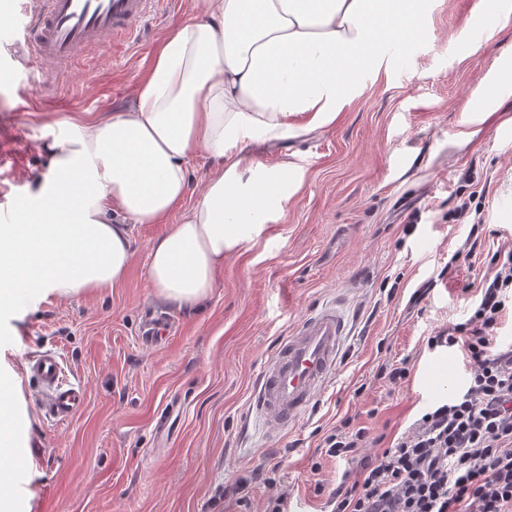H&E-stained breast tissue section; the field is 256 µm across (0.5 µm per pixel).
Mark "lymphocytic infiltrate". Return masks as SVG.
<instances>
[{"label":"lymphocytic infiltrate","instance_id":"lymphocytic-infiltrate-1","mask_svg":"<svg viewBox=\"0 0 512 512\" xmlns=\"http://www.w3.org/2000/svg\"><path fill=\"white\" fill-rule=\"evenodd\" d=\"M489 268L472 316L425 341L462 354L461 387L386 447L348 416L324 437L322 454L348 465L330 512H512V345L495 337L512 305V250Z\"/></svg>","mask_w":512,"mask_h":512}]
</instances>
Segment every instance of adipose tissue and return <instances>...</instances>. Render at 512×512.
Returning a JSON list of instances; mask_svg holds the SVG:
<instances>
[{"label": "adipose tissue", "mask_w": 512, "mask_h": 512, "mask_svg": "<svg viewBox=\"0 0 512 512\" xmlns=\"http://www.w3.org/2000/svg\"><path fill=\"white\" fill-rule=\"evenodd\" d=\"M427 0H192L156 51L130 107L73 123L44 146L48 177L0 224V310L22 295L69 298L122 284L132 227L163 224L149 279L164 303L208 299L227 254L286 199L282 168L247 164L239 145L332 123L418 34ZM304 124H295L298 116ZM217 163L197 201L189 160ZM0 512H16L13 474L32 469L14 425L0 427Z\"/></svg>", "instance_id": "obj_1"}]
</instances>
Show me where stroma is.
Instances as JSON below:
<instances>
[{"label": "stroma", "instance_id": "35a3bbf8", "mask_svg": "<svg viewBox=\"0 0 512 512\" xmlns=\"http://www.w3.org/2000/svg\"><path fill=\"white\" fill-rule=\"evenodd\" d=\"M190 11L191 0H171L138 41L106 40L58 78L29 64L22 34L0 25V60L14 69L0 83V204L25 199L45 173L41 144L127 104L164 34ZM463 31L482 42L478 53L459 44ZM507 69L512 24L491 36L473 26L468 0H432L423 39L334 122L245 148L248 160L290 166L301 187L225 256L201 309L157 299L148 248L166 227L138 224L121 286L1 316L0 377L18 384L21 437L35 462L19 481L22 512H265L281 493L327 512L347 465L320 445L339 420L353 416L393 438L465 373L459 353L429 352L423 339L468 319L489 272L484 260L463 258L453 277L441 274L470 230L453 219L460 200L478 192L479 237L512 250V81L490 84ZM466 114L484 121L466 125ZM425 284L422 308L412 307ZM332 303L350 321L342 361L313 409L287 435H269L247 416L257 377L282 337ZM152 313L171 328L150 343ZM44 352L87 394L63 422L40 414L25 374ZM404 357L408 381L377 378L381 364Z\"/></svg>", "mask_w": 512, "mask_h": 512}]
</instances>
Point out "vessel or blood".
<instances>
[{"instance_id": "obj_1", "label": "vessel or blood", "mask_w": 512, "mask_h": 512, "mask_svg": "<svg viewBox=\"0 0 512 512\" xmlns=\"http://www.w3.org/2000/svg\"><path fill=\"white\" fill-rule=\"evenodd\" d=\"M160 0H28L10 12L11 28L23 31L41 68L56 73L89 57L105 39L135 36ZM346 323L335 309L304 319L282 339L258 385L257 411L279 433L315 402L335 370ZM42 411L55 419L72 417L85 403L81 386L66 382L59 358L43 353L27 366Z\"/></svg>"}]
</instances>
